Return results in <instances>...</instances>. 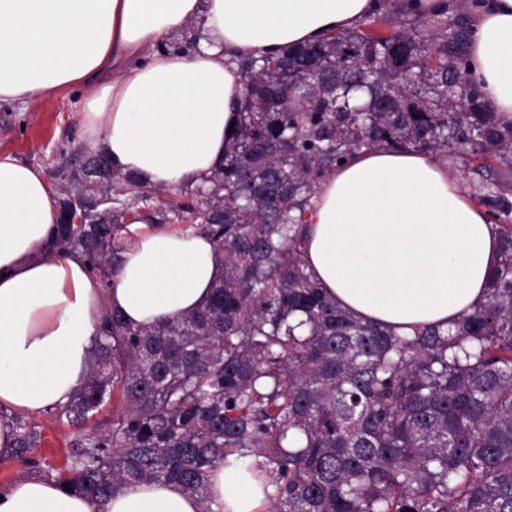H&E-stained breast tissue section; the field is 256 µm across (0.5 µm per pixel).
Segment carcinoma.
<instances>
[{"label":"carcinoma","mask_w":512,"mask_h":512,"mask_svg":"<svg viewBox=\"0 0 512 512\" xmlns=\"http://www.w3.org/2000/svg\"><path fill=\"white\" fill-rule=\"evenodd\" d=\"M357 28L239 61L243 97L224 163L187 199L97 152L69 166L88 203L46 249L106 284L128 226L186 224L220 265L195 311L133 326L112 312L56 420L75 428L56 479L100 504L174 483L209 505L229 458L258 457L270 512H512V122L467 73L469 27L448 8L378 0ZM452 158L479 178L500 259L454 327L398 336L342 309L307 273L311 196L362 149ZM118 403L112 417L84 429ZM14 455L42 433L13 416Z\"/></svg>","instance_id":"carcinoma-1"}]
</instances>
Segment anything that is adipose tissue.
I'll list each match as a JSON object with an SVG mask.
<instances>
[{
	"label": "adipose tissue",
	"instance_id": "obj_1",
	"mask_svg": "<svg viewBox=\"0 0 512 512\" xmlns=\"http://www.w3.org/2000/svg\"><path fill=\"white\" fill-rule=\"evenodd\" d=\"M376 0H0V101L87 89L86 137L151 185L199 184L238 126V61L273 56L354 27ZM467 54L489 107L512 120V0L472 9ZM199 26V47L155 50ZM57 192L40 167L0 151V407L38 415L84 383L103 317L139 325L183 316L209 295L218 266L193 230L134 224L108 285L77 258L43 253ZM313 278L358 318L398 332L449 326L482 303L499 260L496 227L439 157L355 153L307 206ZM251 461L218 468L213 512H263ZM173 485H142L100 505L44 478L16 480L0 512H201Z\"/></svg>",
	"mask_w": 512,
	"mask_h": 512
}]
</instances>
